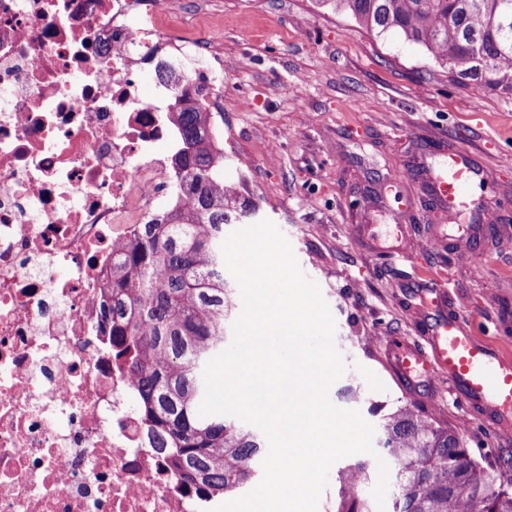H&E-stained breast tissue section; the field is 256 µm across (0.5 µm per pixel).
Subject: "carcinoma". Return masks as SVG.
Listing matches in <instances>:
<instances>
[{"label": "carcinoma", "mask_w": 512, "mask_h": 512, "mask_svg": "<svg viewBox=\"0 0 512 512\" xmlns=\"http://www.w3.org/2000/svg\"><path fill=\"white\" fill-rule=\"evenodd\" d=\"M368 33L395 30L457 80L512 95V0H316ZM206 103L184 89L175 105L181 147L172 158L178 206L144 224L112 269L103 322L112 355L135 383L136 410L156 448L190 487L236 495L260 481L257 431L226 415L201 417L203 370L224 349L235 308L224 277V225L252 214L224 182ZM380 448L397 466L393 512H512V462L477 460L464 437L416 406L381 417ZM365 462L338 470L336 512H370L358 488Z\"/></svg>", "instance_id": "obj_1"}]
</instances>
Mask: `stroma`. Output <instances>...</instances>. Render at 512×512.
Returning <instances> with one entry per match:
<instances>
[{
	"instance_id": "obj_1",
	"label": "stroma",
	"mask_w": 512,
	"mask_h": 512,
	"mask_svg": "<svg viewBox=\"0 0 512 512\" xmlns=\"http://www.w3.org/2000/svg\"><path fill=\"white\" fill-rule=\"evenodd\" d=\"M210 27L224 31V177L329 306L349 366L332 403L373 425V401L432 408L476 459L511 457L512 430L446 378L401 386L387 341L426 352L436 321L459 317L512 362V95L458 84L421 46L314 0H215L184 34ZM461 149L490 181L452 211L429 194L428 166ZM398 228L422 249H381Z\"/></svg>"
}]
</instances>
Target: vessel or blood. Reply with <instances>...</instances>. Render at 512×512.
Wrapping results in <instances>:
<instances>
[{
	"label": "vessel or blood",
	"instance_id": "1",
	"mask_svg": "<svg viewBox=\"0 0 512 512\" xmlns=\"http://www.w3.org/2000/svg\"><path fill=\"white\" fill-rule=\"evenodd\" d=\"M488 177L460 151L429 172V189L445 207L464 204L475 184ZM432 352L425 355L396 347V369L406 382L425 376L448 378L461 399L482 405L488 418L505 420L512 413V363L479 344L464 320L442 321L433 333Z\"/></svg>",
	"mask_w": 512,
	"mask_h": 512
}]
</instances>
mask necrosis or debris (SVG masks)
<instances>
[{"mask_svg": "<svg viewBox=\"0 0 512 512\" xmlns=\"http://www.w3.org/2000/svg\"><path fill=\"white\" fill-rule=\"evenodd\" d=\"M179 0H0V512H209L152 447L101 333L104 290L174 202L172 106L203 85L224 140V61ZM167 72L144 95L147 70Z\"/></svg>", "mask_w": 512, "mask_h": 512, "instance_id": "4bbe7bcc", "label": "necrosis or debris"}]
</instances>
